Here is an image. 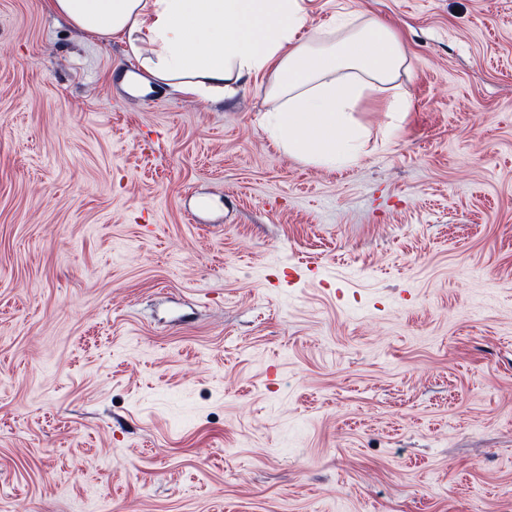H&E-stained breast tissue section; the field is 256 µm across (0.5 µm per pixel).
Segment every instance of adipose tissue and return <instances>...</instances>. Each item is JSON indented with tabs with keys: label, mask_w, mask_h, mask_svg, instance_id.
<instances>
[{
	"label": "adipose tissue",
	"mask_w": 512,
	"mask_h": 512,
	"mask_svg": "<svg viewBox=\"0 0 512 512\" xmlns=\"http://www.w3.org/2000/svg\"><path fill=\"white\" fill-rule=\"evenodd\" d=\"M50 9L97 39L120 38L136 63L123 80L134 95L157 83L221 101L242 79L270 76L279 105L261 128L316 165L357 159L366 130L352 113L361 100L387 96L396 118L407 110L390 91L407 49L376 18L344 14L322 42L302 34L304 0H50Z\"/></svg>",
	"instance_id": "ef3b65f1"
}]
</instances>
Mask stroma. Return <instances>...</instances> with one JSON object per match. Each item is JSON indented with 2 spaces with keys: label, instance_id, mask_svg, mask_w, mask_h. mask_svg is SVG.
Returning a JSON list of instances; mask_svg holds the SVG:
<instances>
[{
  "label": "stroma",
  "instance_id": "obj_1",
  "mask_svg": "<svg viewBox=\"0 0 512 512\" xmlns=\"http://www.w3.org/2000/svg\"><path fill=\"white\" fill-rule=\"evenodd\" d=\"M408 50L358 160L0 0V512H512V0H306Z\"/></svg>",
  "mask_w": 512,
  "mask_h": 512
}]
</instances>
